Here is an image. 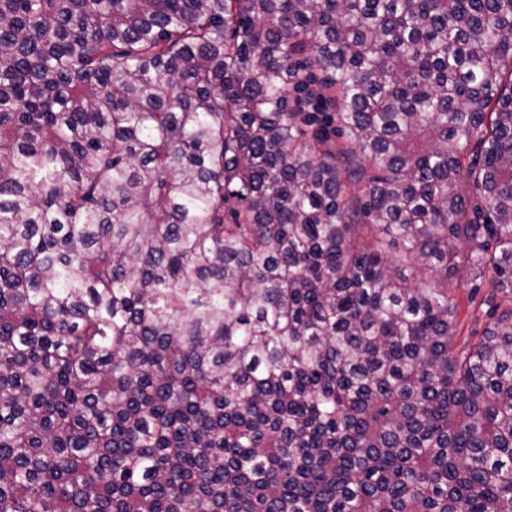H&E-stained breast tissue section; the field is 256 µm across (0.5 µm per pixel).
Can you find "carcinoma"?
Instances as JSON below:
<instances>
[{"label": "carcinoma", "mask_w": 512, "mask_h": 512, "mask_svg": "<svg viewBox=\"0 0 512 512\" xmlns=\"http://www.w3.org/2000/svg\"><path fill=\"white\" fill-rule=\"evenodd\" d=\"M487 283L512 0H0V512H512ZM489 286L482 288L476 298L468 297V289L460 288L456 292L458 304V336L462 341H477L491 326L495 318L484 297L490 292Z\"/></svg>", "instance_id": "1"}]
</instances>
